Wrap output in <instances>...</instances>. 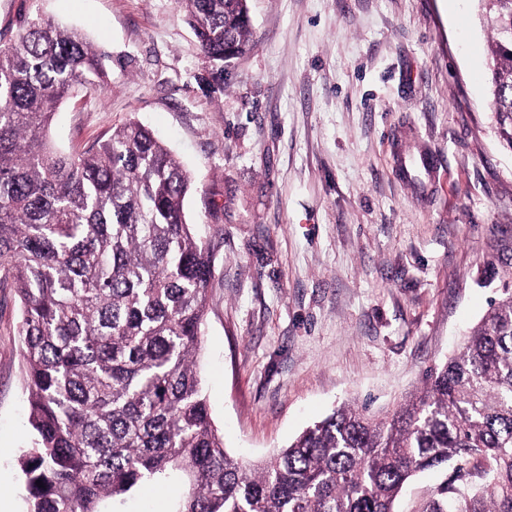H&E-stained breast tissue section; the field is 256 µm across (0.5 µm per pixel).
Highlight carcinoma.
Instances as JSON below:
<instances>
[{"label":"carcinoma","mask_w":512,"mask_h":512,"mask_svg":"<svg viewBox=\"0 0 512 512\" xmlns=\"http://www.w3.org/2000/svg\"><path fill=\"white\" fill-rule=\"evenodd\" d=\"M31 2L0 43V268L22 311L29 512H106L149 483L172 489L173 512H396L414 477L450 464L423 512H512L507 288L383 416L348 403L265 462L226 452L197 365L214 270L184 212L193 176L136 121L82 153L48 143L60 104L105 73L98 47ZM480 3L491 111L512 148V0ZM177 6L221 83L224 56L249 42L248 0ZM471 458L483 465L469 481Z\"/></svg>","instance_id":"obj_1"}]
</instances>
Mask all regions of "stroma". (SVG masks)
Returning <instances> with one entry per match:
<instances>
[{"label":"stroma","instance_id":"obj_1","mask_svg":"<svg viewBox=\"0 0 512 512\" xmlns=\"http://www.w3.org/2000/svg\"><path fill=\"white\" fill-rule=\"evenodd\" d=\"M107 55L66 100L77 152L136 119L195 184L213 245L202 354L231 454L259 462L333 408L422 387L512 286V149L477 0H249L250 49L211 65L176 0H35ZM13 288L0 287V512H27Z\"/></svg>","mask_w":512,"mask_h":512}]
</instances>
